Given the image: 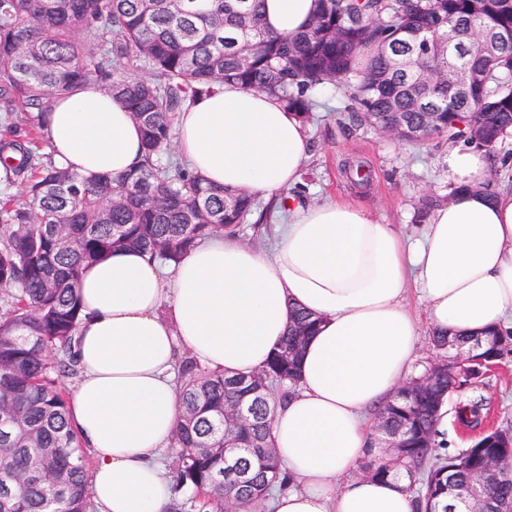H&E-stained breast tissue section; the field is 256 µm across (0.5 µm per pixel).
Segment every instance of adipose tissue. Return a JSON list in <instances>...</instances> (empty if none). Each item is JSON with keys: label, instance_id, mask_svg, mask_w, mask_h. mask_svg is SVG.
Masks as SVG:
<instances>
[{"label": "adipose tissue", "instance_id": "1", "mask_svg": "<svg viewBox=\"0 0 512 512\" xmlns=\"http://www.w3.org/2000/svg\"><path fill=\"white\" fill-rule=\"evenodd\" d=\"M314 9L315 0H264L262 19L292 37ZM42 120L58 167L120 177L141 162V131L111 94L78 87ZM176 144L208 184L277 200L308 158L298 115L234 85L181 113ZM445 163L447 197L415 237L366 207L329 200L277 225L269 252L227 234L176 263L121 248L87 266L76 289L79 375L68 411L94 461L96 512H169L177 358L227 374L261 369L297 306L321 324L271 421L292 478L271 512H417L408 480L357 473L372 413L412 374L421 327L448 336L512 330V187L487 189L485 148L449 146ZM412 286L426 306L423 326L403 304Z\"/></svg>", "mask_w": 512, "mask_h": 512}]
</instances>
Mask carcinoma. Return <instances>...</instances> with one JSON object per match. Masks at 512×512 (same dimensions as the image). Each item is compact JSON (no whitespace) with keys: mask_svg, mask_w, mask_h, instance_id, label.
I'll return each mask as SVG.
<instances>
[{"mask_svg":"<svg viewBox=\"0 0 512 512\" xmlns=\"http://www.w3.org/2000/svg\"><path fill=\"white\" fill-rule=\"evenodd\" d=\"M0 0V109L19 108L44 131L53 98L97 85L119 98L144 132L135 172L87 181L41 160L27 144L0 141L3 182L23 185L28 203L0 200V512H93L90 461L67 420V381L77 377L72 344L80 321L75 288L85 265L114 248L136 247L166 262L239 224L256 211L252 197L212 188L171 157L180 114L193 97L234 84L277 97L308 122L315 92L343 90L336 108L370 128H390L407 143L446 135L495 149L512 134V38L492 57L474 56L479 82L466 98L448 85L426 86L420 68L441 65L442 44L462 45L486 29L512 30V0H316L298 35L265 30L263 0ZM253 49L243 55L242 41ZM365 57L364 67L356 60ZM318 320L297 310L283 344L266 363V387L240 386L243 373L203 370L184 357L178 366L181 412L167 455L172 512H224V489L241 512L265 509L268 490L285 485L271 445L277 405L297 382V361ZM494 346L476 351L485 367L457 379L437 375L428 391L409 389L378 411L402 442L398 466L368 460L371 478L403 475L419 485L423 512H452L464 501L472 473L496 457L483 512H512V437L484 432L455 454L435 448L436 408L449 390L480 378L512 351V334L490 333ZM476 338L434 336L436 353ZM240 401L251 425L224 434V404ZM484 405H459L456 420L481 425ZM243 449V481L224 474V442ZM41 451L32 474L28 449Z\"/></svg>","mask_w":512,"mask_h":512,"instance_id":"obj_1","label":"carcinoma"}]
</instances>
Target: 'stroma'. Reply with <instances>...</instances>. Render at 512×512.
<instances>
[{
	"label": "stroma",
	"mask_w": 512,
	"mask_h": 512,
	"mask_svg": "<svg viewBox=\"0 0 512 512\" xmlns=\"http://www.w3.org/2000/svg\"><path fill=\"white\" fill-rule=\"evenodd\" d=\"M339 95L336 86L329 84L318 98L307 126L311 150L292 191L296 203L354 200L402 232L417 233L423 200L444 198L448 189L446 139L436 136L411 144L357 127L347 113L337 111ZM469 398L483 401L488 412L486 428L512 429V354L476 383L450 393L447 406L455 408Z\"/></svg>",
	"instance_id": "1"
}]
</instances>
